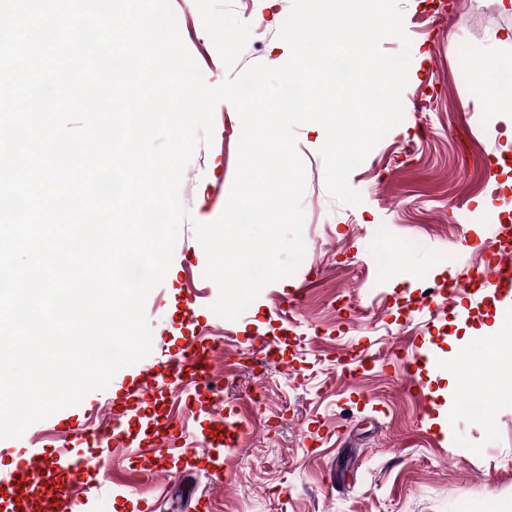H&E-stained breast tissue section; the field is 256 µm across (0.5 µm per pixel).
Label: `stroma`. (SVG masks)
I'll list each match as a JSON object with an SVG mask.
<instances>
[{
  "label": "stroma",
  "instance_id": "35a3bbf8",
  "mask_svg": "<svg viewBox=\"0 0 512 512\" xmlns=\"http://www.w3.org/2000/svg\"><path fill=\"white\" fill-rule=\"evenodd\" d=\"M401 0L411 43L402 122L349 175L362 202L346 206L326 183L322 126L296 130L304 165V258L292 276L266 285L245 312H213L217 285L194 223L223 212L237 170L242 123L213 112V143L198 146L181 184L190 213L163 282L145 302L151 351L88 393L0 439V489L13 463L47 455L60 440L97 475L72 512H123L156 496L158 512H512V400L485 419L458 411L455 369L479 393L488 379L512 386V295L469 280L493 259L512 225V124L494 112L462 63L484 73L512 66V0ZM181 38L207 86L245 68L285 64L278 32L292 0H170ZM263 34H256V27ZM504 170L487 179L491 161ZM415 241L404 249L405 241ZM431 300H424V293ZM216 346L219 393L196 391L207 412L184 409L182 386L158 383L156 410L181 428L180 446L210 447L213 429L239 426L240 445L219 465L176 468L169 447L137 455L116 442L102 462L86 436L111 429L130 408L126 388L153 375L185 340ZM495 337L492 364L458 352ZM250 411L237 415L236 404ZM229 480L217 482V469Z\"/></svg>",
  "mask_w": 512,
  "mask_h": 512
}]
</instances>
